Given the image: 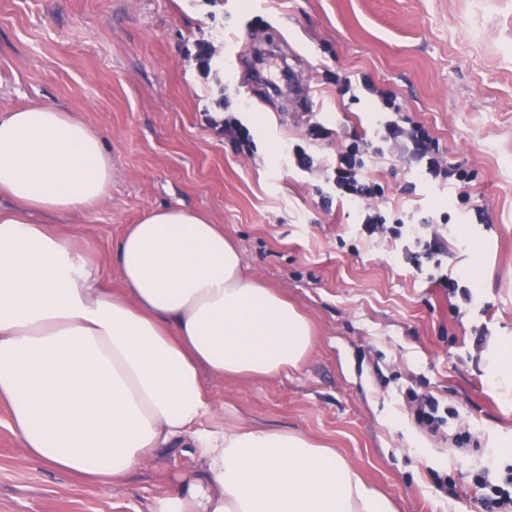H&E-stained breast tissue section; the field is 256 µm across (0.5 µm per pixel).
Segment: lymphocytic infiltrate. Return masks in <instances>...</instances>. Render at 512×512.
Wrapping results in <instances>:
<instances>
[{
    "instance_id": "obj_1",
    "label": "lymphocytic infiltrate",
    "mask_w": 512,
    "mask_h": 512,
    "mask_svg": "<svg viewBox=\"0 0 512 512\" xmlns=\"http://www.w3.org/2000/svg\"><path fill=\"white\" fill-rule=\"evenodd\" d=\"M383 101L390 115L382 124L379 136L352 134L338 150L324 171L330 187L355 211L358 221L368 236L384 241L412 239L416 249L404 253L403 258L415 269H427L428 278L436 287L449 294H461L465 302H472L470 291H459L456 279L448 276L443 259L446 250L443 235L428 224H408L403 220L387 222L385 216L372 209L371 199L382 196L383 187L372 177L370 158L384 155L386 148H394L410 168L425 181L448 186L457 192L462 202H469V174L460 167L448 165L440 156L436 141L425 126L410 122L400 103L392 94H384ZM406 400L418 426L427 433L462 440L461 433H448L449 409L437 398L408 390ZM474 484L483 492V499L491 512H512V464L506 467L490 465L475 477Z\"/></svg>"
}]
</instances>
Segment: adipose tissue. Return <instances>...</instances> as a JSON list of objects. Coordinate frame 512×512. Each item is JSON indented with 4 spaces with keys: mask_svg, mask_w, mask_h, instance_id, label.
I'll return each instance as SVG.
<instances>
[{
    "mask_svg": "<svg viewBox=\"0 0 512 512\" xmlns=\"http://www.w3.org/2000/svg\"><path fill=\"white\" fill-rule=\"evenodd\" d=\"M111 186L112 157L79 113L0 114V403L27 456L104 487L187 438L199 472L150 512H398L299 431L205 426V375L298 369L311 322L246 273L223 225L182 207L128 226L113 293L72 237L31 220L84 212Z\"/></svg>",
    "mask_w": 512,
    "mask_h": 512,
    "instance_id": "adipose-tissue-1",
    "label": "adipose tissue"
}]
</instances>
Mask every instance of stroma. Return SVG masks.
Here are the masks:
<instances>
[{"mask_svg":"<svg viewBox=\"0 0 512 512\" xmlns=\"http://www.w3.org/2000/svg\"><path fill=\"white\" fill-rule=\"evenodd\" d=\"M477 25L487 34L480 43L467 37ZM203 36L223 84L196 74ZM281 43L297 56L286 68L291 85L318 89L315 113L294 111L287 91L242 85L253 51ZM346 76L375 93L341 95ZM224 84L256 130L253 144L233 148L204 123ZM384 91L472 176L484 218L400 159L375 170L385 189L378 204L440 225L448 272L477 304L393 260L321 170L300 171L288 157L299 145L322 161L353 132L375 133ZM30 104L80 113L112 155L107 198L50 221L85 246L113 291L122 284L112 249L127 226L150 209L183 206L223 225L247 273L312 321L315 345L299 370L206 376L208 425H273L325 442L400 512H483L474 472L512 462V392L491 370L494 352L512 345V0H0V113ZM312 121L330 138H315ZM481 325L483 345L473 333ZM410 388L456 408L469 443L423 431ZM193 453L176 441L92 488L27 458L0 403V512H149L195 472Z\"/></svg>","mask_w":512,"mask_h":512,"instance_id":"stroma-1","label":"stroma"}]
</instances>
